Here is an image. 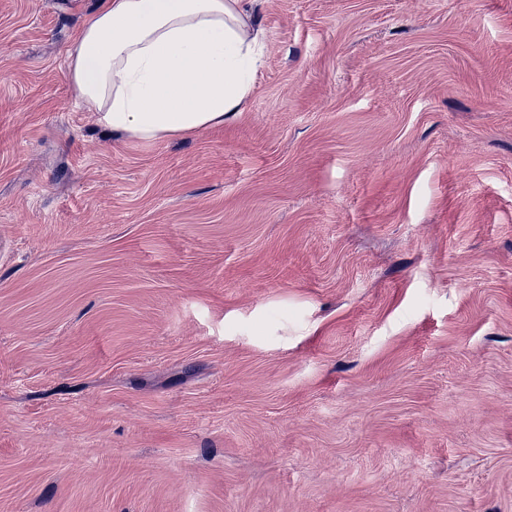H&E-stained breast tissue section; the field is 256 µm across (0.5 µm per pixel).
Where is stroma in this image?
Listing matches in <instances>:
<instances>
[{"label":"stroma","mask_w":512,"mask_h":512,"mask_svg":"<svg viewBox=\"0 0 512 512\" xmlns=\"http://www.w3.org/2000/svg\"><path fill=\"white\" fill-rule=\"evenodd\" d=\"M102 2L0 0V512H512V0H256L157 142ZM254 0H104L67 52L77 104L160 141L236 119L262 64Z\"/></svg>","instance_id":"1"}]
</instances>
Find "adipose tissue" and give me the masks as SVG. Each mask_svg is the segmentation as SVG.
<instances>
[{
	"mask_svg": "<svg viewBox=\"0 0 512 512\" xmlns=\"http://www.w3.org/2000/svg\"><path fill=\"white\" fill-rule=\"evenodd\" d=\"M253 0H104L67 52L77 104L145 141L236 119L262 64Z\"/></svg>",
	"mask_w": 512,
	"mask_h": 512,
	"instance_id": "1",
	"label": "adipose tissue"
}]
</instances>
